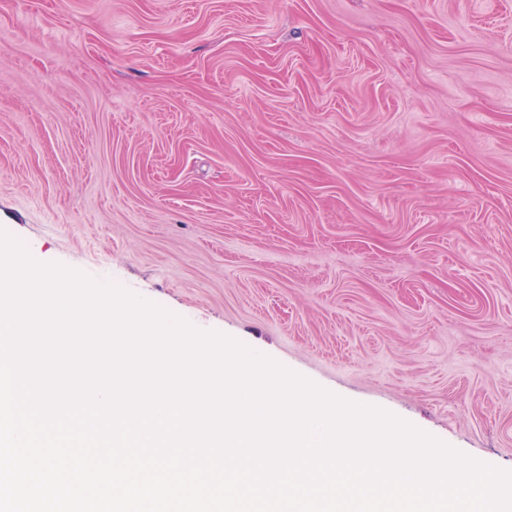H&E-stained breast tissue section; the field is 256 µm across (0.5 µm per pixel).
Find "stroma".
Returning a JSON list of instances; mask_svg holds the SVG:
<instances>
[{"mask_svg": "<svg viewBox=\"0 0 512 512\" xmlns=\"http://www.w3.org/2000/svg\"><path fill=\"white\" fill-rule=\"evenodd\" d=\"M0 228L512 471V0H0Z\"/></svg>", "mask_w": 512, "mask_h": 512, "instance_id": "35a3bbf8", "label": "stroma"}]
</instances>
